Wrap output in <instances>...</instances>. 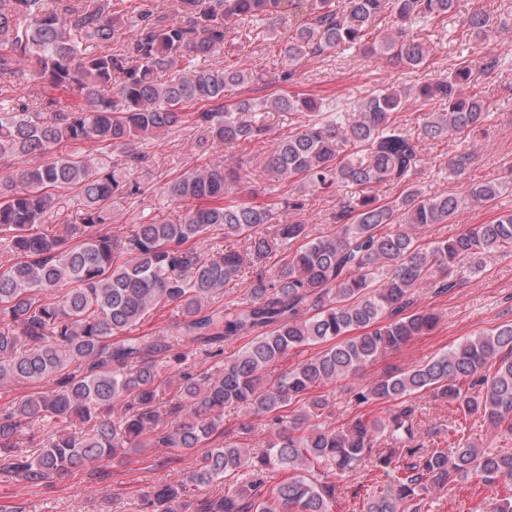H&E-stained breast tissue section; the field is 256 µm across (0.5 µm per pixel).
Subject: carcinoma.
Masks as SVG:
<instances>
[{
    "label": "carcinoma",
    "instance_id": "carcinoma-1",
    "mask_svg": "<svg viewBox=\"0 0 512 512\" xmlns=\"http://www.w3.org/2000/svg\"><path fill=\"white\" fill-rule=\"evenodd\" d=\"M456 7V0H346L342 7L337 0H172L130 21L137 35L115 55L110 46L130 22L114 14L112 0H0V159L15 160L0 178V238L16 253L0 267V323L7 324L0 387L37 388L0 415L1 472L40 485L104 466L118 453L206 449L199 469L147 491L141 512H333L340 481L361 468L388 477L367 493L361 512H430L435 492L469 478L512 485V451L462 436L452 448L422 449L408 402L422 392L449 400L512 439V320L354 393L359 407L394 403L385 417L361 414L338 430L311 425L325 408V386L357 376L379 351L436 326L434 312L410 311L415 293H446L480 269L485 254L512 252V212L432 244L414 233L451 223L464 204L494 202L512 172L460 193L426 194L412 182L423 141L454 136L463 144L484 126L478 76L512 61L491 50L478 62L456 63L444 78L384 87L350 109L303 94L228 104L224 91L253 85L254 71L198 65L224 51L228 21H274L288 11L308 16L284 43L290 65L360 45L363 55L395 67L426 68L432 50L407 29L439 22ZM384 14L396 19L393 33L363 43ZM463 23L484 38L494 18L474 11ZM47 87L79 103L46 97ZM409 97L424 109L418 133L396 122ZM271 111L288 116L290 130L272 142L266 170L300 191L354 189L336 205L332 228L312 232L296 196L286 202L284 224L273 204L230 199L250 188L239 165L225 164L168 183L181 208L177 221L139 224L124 239L108 231L112 198L133 193L113 170L112 154L136 166L146 158L139 143L187 128L216 146L250 144L267 135ZM340 142L350 154L340 155ZM386 185L401 189L393 202L377 195ZM63 191L77 193L83 207L81 222L68 225L74 243L67 247L43 229ZM216 230L246 248L201 256L195 244ZM276 242L289 251L270 275ZM247 266L255 269L248 299L208 310ZM169 304L185 316L173 336L179 344L248 341L218 374L184 378L177 416L161 430L159 356L170 341L131 332ZM311 346L320 351L276 371ZM121 397L132 403L116 424L108 413ZM231 405L268 417L276 439L259 452L228 440L224 407ZM39 418L67 427L25 455L17 437ZM77 421L90 429L68 428ZM269 471L288 476L270 488ZM230 480L238 483L232 494L189 497L192 487Z\"/></svg>",
    "mask_w": 512,
    "mask_h": 512
}]
</instances>
